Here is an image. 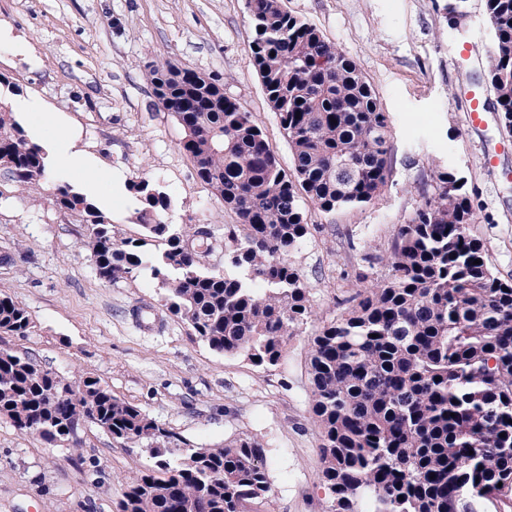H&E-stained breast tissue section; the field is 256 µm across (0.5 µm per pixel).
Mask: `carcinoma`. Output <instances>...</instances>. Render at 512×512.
Returning <instances> with one entry per match:
<instances>
[{
  "label": "carcinoma",
  "instance_id": "carcinoma-1",
  "mask_svg": "<svg viewBox=\"0 0 512 512\" xmlns=\"http://www.w3.org/2000/svg\"><path fill=\"white\" fill-rule=\"evenodd\" d=\"M493 32L485 80L512 129V0H485ZM251 55L288 138L285 170L252 113L219 80L152 62L158 104L185 130L197 178L234 212L224 265L205 267L211 234L162 220L170 197L133 185L141 244L119 238L86 195L60 181L56 206L82 217L97 275L143 272L167 311L212 351L269 369L312 315L293 256L310 233L300 206L358 208L391 176L390 118L356 62L281 0H251ZM46 152L0 103V164L22 188L47 178ZM437 193L398 226L387 274L347 299L311 341L310 411L320 429L326 512H512V279L490 264L472 226L465 183L440 171ZM481 264H474V260ZM23 306L0 293V333L27 336ZM0 417L54 444L92 423L155 459L129 478L120 512H247L272 493L263 446L251 437L192 448L92 376L74 389L36 358L0 348Z\"/></svg>",
  "mask_w": 512,
  "mask_h": 512
}]
</instances>
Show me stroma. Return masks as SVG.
<instances>
[{
  "label": "stroma",
  "instance_id": "stroma-1",
  "mask_svg": "<svg viewBox=\"0 0 512 512\" xmlns=\"http://www.w3.org/2000/svg\"><path fill=\"white\" fill-rule=\"evenodd\" d=\"M354 59L391 121V177L366 207L321 213L301 207L312 232L294 261L316 312L291 337L278 366L225 357L191 336L170 314L149 275L100 280L84 227L60 211L50 187L22 191L0 167V293L27 310L33 331L0 343L30 353L78 385L96 377L118 399L197 447L250 436L263 445L272 497L257 512H324L319 429L310 413L311 338L337 318L342 300L383 277L395 229L432 196L436 175L453 169L480 218L475 231L497 274L512 278V152L507 176L480 164L481 145L512 137L491 113L482 133L467 132L462 82L484 71L492 44L485 0H467L460 30L448 26V0H282ZM0 21L28 45L26 55L0 50V98L37 103L18 119L40 137L41 115H62L80 147L111 171L117 194L106 213L115 232L139 237L131 186L160 187L172 202L164 220L212 235L208 267L224 266V227L236 223L195 176L181 143L185 131L159 107L150 63L216 76L226 96L264 127L283 168L288 140L267 101L249 44L246 0H0ZM469 44L473 61L459 73L454 53ZM372 262H364V253ZM151 307L144 328L133 312ZM79 445L46 443L0 418V512H117L121 484L153 467L145 449L122 444L93 424Z\"/></svg>",
  "mask_w": 512,
  "mask_h": 512
}]
</instances>
